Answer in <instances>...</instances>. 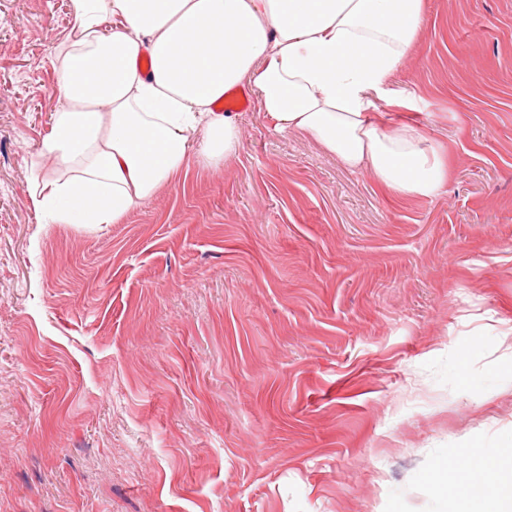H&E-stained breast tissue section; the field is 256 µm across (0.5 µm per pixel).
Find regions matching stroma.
Segmentation results:
<instances>
[{
	"mask_svg": "<svg viewBox=\"0 0 512 512\" xmlns=\"http://www.w3.org/2000/svg\"><path fill=\"white\" fill-rule=\"evenodd\" d=\"M68 0H0V512H442L512 443V0H426L400 198L257 105L119 224H45Z\"/></svg>",
	"mask_w": 512,
	"mask_h": 512,
	"instance_id": "stroma-1",
	"label": "stroma"
}]
</instances>
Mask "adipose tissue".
Returning a JSON list of instances; mask_svg holds the SVG:
<instances>
[{
  "mask_svg": "<svg viewBox=\"0 0 512 512\" xmlns=\"http://www.w3.org/2000/svg\"><path fill=\"white\" fill-rule=\"evenodd\" d=\"M425 0H69L58 105L29 203L56 224H117L189 163L237 155L225 94L249 88L279 132L297 131L401 198L448 178L420 127L386 124L392 74ZM512 448L471 451L433 481L454 512H512ZM482 498H475V487Z\"/></svg>",
  "mask_w": 512,
  "mask_h": 512,
  "instance_id": "ef3b65f1",
  "label": "adipose tissue"
}]
</instances>
